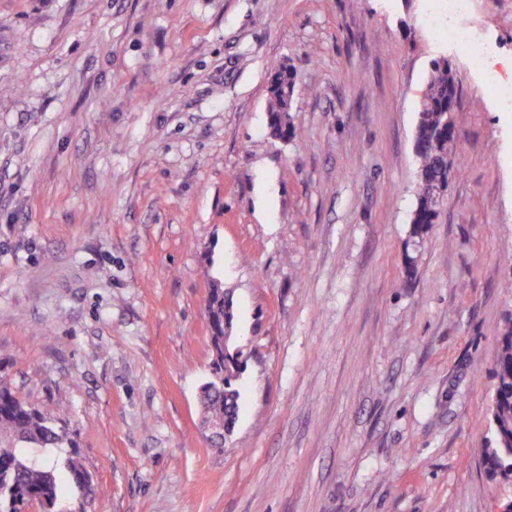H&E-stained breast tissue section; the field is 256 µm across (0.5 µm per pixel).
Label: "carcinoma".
<instances>
[{"instance_id": "carcinoma-1", "label": "carcinoma", "mask_w": 512, "mask_h": 512, "mask_svg": "<svg viewBox=\"0 0 512 512\" xmlns=\"http://www.w3.org/2000/svg\"><path fill=\"white\" fill-rule=\"evenodd\" d=\"M276 80L269 88L268 113L271 134L296 136L288 102L283 89L288 85V67L275 69ZM457 87L448 85V60L432 63L428 88L415 130L418 179L415 187V207L405 243V283L416 274L413 256L421 247L433 224L437 222L445 200L435 190L442 174L441 165L448 155V113L444 107L448 92ZM206 313L210 334V374L200 388V399L207 420L223 421L232 432L239 416V391L236 381L241 374L243 352L236 357H224V326L233 323L232 302L224 289L212 285ZM493 395L488 428L492 438L483 449L488 473L499 477L512 472V315L503 319L497 336V351L491 371ZM70 448L66 471L59 475L56 466L25 453V449L47 450ZM74 484L84 496L96 492L93 479L83 466L75 444L64 429L40 409L21 401L4 380H0V512H26L29 502L36 501L43 512H58L56 506L64 484Z\"/></svg>"}]
</instances>
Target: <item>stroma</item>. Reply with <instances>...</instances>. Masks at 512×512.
<instances>
[{
	"mask_svg": "<svg viewBox=\"0 0 512 512\" xmlns=\"http://www.w3.org/2000/svg\"><path fill=\"white\" fill-rule=\"evenodd\" d=\"M465 22L512 59V0ZM439 57L458 170L407 287ZM511 276L512 112L435 0H0V379L94 478L60 512H501L482 450ZM216 281L252 353L220 447ZM276 75L275 83L269 88L268 113L270 117L269 127L274 137H281L286 134L291 137L296 136V128L292 124L288 111V102H291L296 79L288 84V66L281 65L273 72ZM272 73V74H273ZM288 85L286 98L283 89ZM288 100V102H287Z\"/></svg>",
	"mask_w": 512,
	"mask_h": 512,
	"instance_id": "35a3bbf8",
	"label": "stroma"
}]
</instances>
